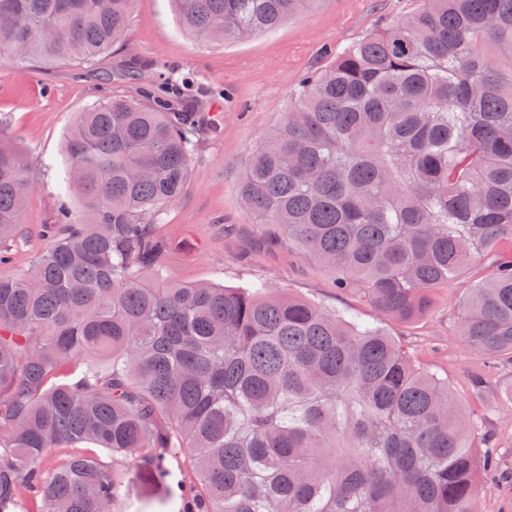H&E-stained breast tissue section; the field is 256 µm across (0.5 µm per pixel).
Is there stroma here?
<instances>
[{"label": "stroma", "instance_id": "1", "mask_svg": "<svg viewBox=\"0 0 512 512\" xmlns=\"http://www.w3.org/2000/svg\"><path fill=\"white\" fill-rule=\"evenodd\" d=\"M414 7L413 0H320L274 30L224 43L193 38L182 27L173 0H135L126 37L93 64H58L47 58L0 61V132L22 151L32 181L22 234L11 246V261L0 264V275L29 267L45 245L43 225L55 223L60 208L83 215L82 201L64 189L66 140L77 112L114 95H137L144 82L164 75L187 78L202 92L221 131L201 142L183 195L154 227L171 245L160 258L166 280L228 288L263 281L275 292L379 327L417 364L447 381L471 411L483 414L486 430L499 442L502 469L512 472V403L503 396L512 388V367L497 370L490 389L475 394L471 380L481 361L456 333L467 288L489 273L486 261L437 290L425 315L404 322L378 314L361 291L335 288L329 270L287 243H270L240 203L247 154L287 111L299 81L327 63L329 54ZM131 57L145 65L141 79L124 73ZM192 481L184 452L175 450L166 457L163 476L131 475L122 494L143 502L147 512H171V491Z\"/></svg>", "mask_w": 512, "mask_h": 512}]
</instances>
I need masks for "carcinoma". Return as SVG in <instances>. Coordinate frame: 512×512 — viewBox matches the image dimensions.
<instances>
[{"label":"carcinoma","instance_id":"carcinoma-1","mask_svg":"<svg viewBox=\"0 0 512 512\" xmlns=\"http://www.w3.org/2000/svg\"><path fill=\"white\" fill-rule=\"evenodd\" d=\"M134 0H0V58L87 63ZM198 40L277 28L318 0H176ZM300 82L239 185L261 231L360 288L381 314L423 316L477 258L463 343L512 364V0H418ZM202 99L153 89L78 113L62 210L30 268L0 276V512H111L122 475L90 444L160 470L187 454L200 512H478L500 479L483 419L382 330L263 283L170 285L154 236L183 193ZM32 188L0 134V246ZM84 359L71 384H50ZM55 448H73L51 465Z\"/></svg>","mask_w":512,"mask_h":512}]
</instances>
